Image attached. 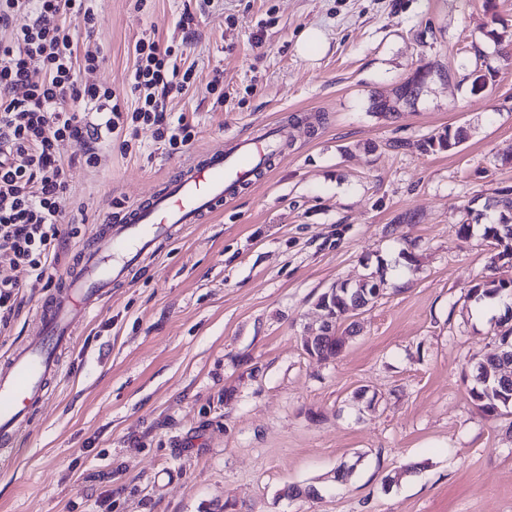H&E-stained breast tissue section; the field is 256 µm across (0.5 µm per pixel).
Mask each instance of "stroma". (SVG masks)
I'll return each mask as SVG.
<instances>
[{
    "instance_id": "stroma-1",
    "label": "stroma",
    "mask_w": 512,
    "mask_h": 512,
    "mask_svg": "<svg viewBox=\"0 0 512 512\" xmlns=\"http://www.w3.org/2000/svg\"><path fill=\"white\" fill-rule=\"evenodd\" d=\"M483 2L96 0L105 60L87 81L129 96L135 41L179 42L196 82L170 105L195 137L176 153L143 125L137 148L100 150L91 171L85 143L64 142L57 271L196 152L276 121L288 142L79 329L49 401L0 452V512H512V418L468 393L504 308L464 303L512 263L457 233L464 206L512 187V0H494L495 38ZM309 28L324 41L303 51ZM429 62L414 102L373 114V96ZM449 125L469 131L458 149L419 150ZM377 273L385 290L353 314L340 356L308 354L319 296ZM11 275L20 309L0 360L52 293ZM291 485L321 495L284 497Z\"/></svg>"
}]
</instances>
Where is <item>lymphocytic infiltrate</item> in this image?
<instances>
[{
  "label": "lymphocytic infiltrate",
  "instance_id": "1",
  "mask_svg": "<svg viewBox=\"0 0 512 512\" xmlns=\"http://www.w3.org/2000/svg\"><path fill=\"white\" fill-rule=\"evenodd\" d=\"M96 20L93 0H0V265L25 267L33 288L52 282L64 235L70 162L61 142L86 141L82 162L93 169L99 145L129 150L142 124L174 149L194 137L168 99L193 86L195 70L154 35L134 44L132 101L82 80L103 60Z\"/></svg>",
  "mask_w": 512,
  "mask_h": 512
}]
</instances>
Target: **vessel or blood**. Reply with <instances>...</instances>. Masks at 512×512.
I'll list each match as a JSON object with an SVG mask.
<instances>
[{"instance_id":"vessel-or-blood-1","label":"vessel or blood","mask_w":512,"mask_h":512,"mask_svg":"<svg viewBox=\"0 0 512 512\" xmlns=\"http://www.w3.org/2000/svg\"><path fill=\"white\" fill-rule=\"evenodd\" d=\"M282 129L270 123L231 149L208 148L182 165L177 176L101 225L81 250L78 265L61 277L60 288L37 312V326L0 366V448H12L33 410L48 397L61 354L78 327L88 321L115 283L124 281L155 244L176 230L215 212L225 195L252 183L270 158L283 149Z\"/></svg>"}]
</instances>
